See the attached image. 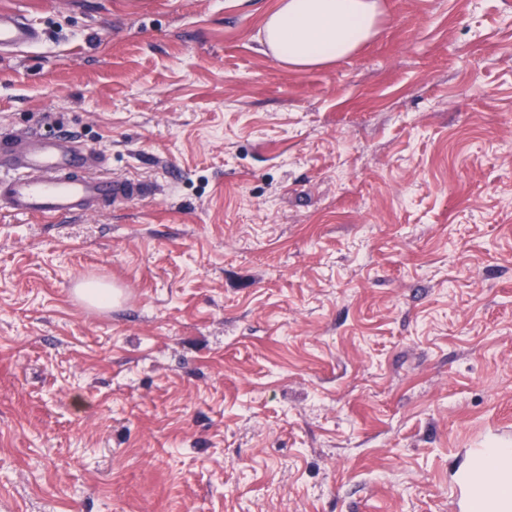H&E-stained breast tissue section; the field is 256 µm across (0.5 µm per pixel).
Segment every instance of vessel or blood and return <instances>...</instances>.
I'll use <instances>...</instances> for the list:
<instances>
[{
  "label": "vessel or blood",
  "instance_id": "b4317fda",
  "mask_svg": "<svg viewBox=\"0 0 512 512\" xmlns=\"http://www.w3.org/2000/svg\"><path fill=\"white\" fill-rule=\"evenodd\" d=\"M38 28L13 10H0V51L37 42ZM156 182L111 175L88 153L31 133L0 137V201L18 215L61 219L106 204L154 197Z\"/></svg>",
  "mask_w": 512,
  "mask_h": 512
}]
</instances>
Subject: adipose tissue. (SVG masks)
I'll list each match as a JSON object with an SVG mask.
<instances>
[{
	"label": "adipose tissue",
	"mask_w": 512,
	"mask_h": 512,
	"mask_svg": "<svg viewBox=\"0 0 512 512\" xmlns=\"http://www.w3.org/2000/svg\"><path fill=\"white\" fill-rule=\"evenodd\" d=\"M378 0H278L259 41L285 67L305 70L344 59L377 33ZM483 475L467 482V512H512V448L484 449Z\"/></svg>",
	"instance_id": "1"
}]
</instances>
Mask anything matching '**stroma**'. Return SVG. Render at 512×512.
Instances as JSON below:
<instances>
[{"label": "stroma", "mask_w": 512, "mask_h": 512, "mask_svg": "<svg viewBox=\"0 0 512 512\" xmlns=\"http://www.w3.org/2000/svg\"><path fill=\"white\" fill-rule=\"evenodd\" d=\"M276 3L0 0V135L159 185L0 208V512H458L512 448V0H380L305 71ZM40 31L14 10H0V51H12L37 42Z\"/></svg>", "instance_id": "obj_1"}]
</instances>
